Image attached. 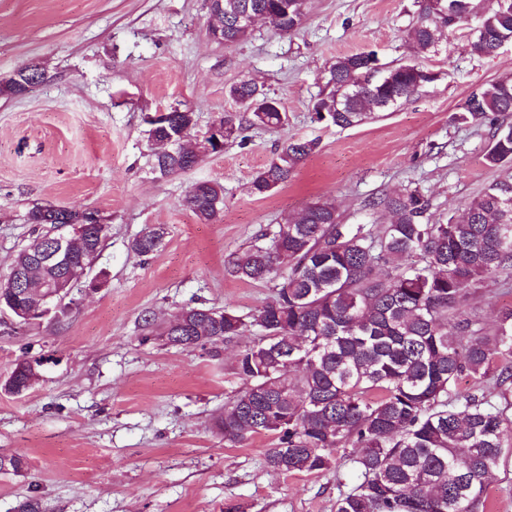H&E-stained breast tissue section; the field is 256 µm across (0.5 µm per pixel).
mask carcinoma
Wrapping results in <instances>:
<instances>
[{
	"label": "carcinoma",
	"mask_w": 512,
	"mask_h": 512,
	"mask_svg": "<svg viewBox=\"0 0 512 512\" xmlns=\"http://www.w3.org/2000/svg\"><path fill=\"white\" fill-rule=\"evenodd\" d=\"M224 45L244 39L234 25L241 7L257 11L280 34L297 30L306 0H223ZM474 11L473 0H426L410 37L421 51L435 48L444 32L461 27ZM512 40V0H498L468 41L469 51L491 56ZM371 54L336 58L325 87L313 104L317 120L346 128L393 109L438 76L419 64H401L373 76ZM34 64L0 85V93L20 96L41 81ZM259 90L251 79L231 85L228 96L243 101ZM512 113V79L471 92L456 119L480 125ZM252 123L282 127L281 103L251 111ZM238 137L241 119L222 114ZM195 119L173 109L165 124L150 127L148 141H162L177 126ZM318 149L315 140H290L252 180V193L265 196L288 182L297 166ZM491 167L512 165V125L495 128L486 154ZM199 163L190 136L171 156L153 154V169L172 175ZM199 222L217 221L224 188L197 182L183 199ZM395 220L377 234L343 224L333 202L313 203L277 225L270 244L233 254L230 273L243 281H273V298L250 323L234 312L189 307L163 327L172 348L228 344L257 330L236 357L243 386L224 405L214 427L239 443L261 434L275 436L264 454L267 469L280 474H321L336 465L334 451L350 446L359 482L336 500V512H480L486 479L512 458V308L493 328L466 309L468 295L491 276L512 282V177L492 182L446 224L426 219L429 199L418 189L379 197ZM75 209L30 212L33 224H70ZM107 225L78 236L76 261L90 262L106 238ZM165 229L146 228L131 248L148 255L160 249ZM47 234L32 240L13 259L0 281V303L34 312L46 285L61 268L36 264ZM492 385L479 395L453 392L462 375ZM37 377L19 360L4 384L12 394L27 391Z\"/></svg>",
	"instance_id": "obj_1"
}]
</instances>
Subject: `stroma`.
<instances>
[{"mask_svg": "<svg viewBox=\"0 0 512 512\" xmlns=\"http://www.w3.org/2000/svg\"><path fill=\"white\" fill-rule=\"evenodd\" d=\"M423 3L307 0L297 31L279 35L259 22L227 46L208 34L210 0H0V84L31 62L44 73L25 95L0 94V277L44 230L28 221L34 207L90 209L108 226L64 316L0 322V384L20 359L38 373L23 394L0 388V455L24 462L22 473L0 471V512L28 498L43 512H335L357 482L346 449L324 474L268 470L273 436L232 443L212 426L242 386L239 343L174 349L155 329L189 306L251 319L274 285L231 276L230 254L269 243L312 203L332 201L342 223L376 232L392 216L370 200L416 188L431 222L444 223L512 176V165L484 160L492 123L453 120L471 92L512 76V41L492 56L468 49L497 0H475V15L425 53L409 37ZM363 50L390 67L421 63L439 79L367 123L314 121L325 70ZM244 78L281 102L287 126L246 128L222 154L155 174L147 116L179 107L206 129L235 110L225 89ZM291 139L320 148L286 185L254 195V175ZM200 181L224 187L212 224L183 204ZM153 225L166 231L161 248L132 251ZM468 306L494 323L512 306V288L488 279Z\"/></svg>", "mask_w": 512, "mask_h": 512, "instance_id": "stroma-1", "label": "stroma"}]
</instances>
